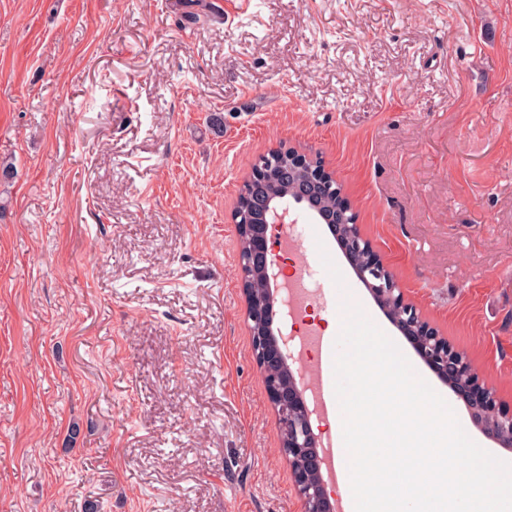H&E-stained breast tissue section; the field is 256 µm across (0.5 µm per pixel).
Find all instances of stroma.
<instances>
[{
	"instance_id": "35a3bbf8",
	"label": "stroma",
	"mask_w": 512,
	"mask_h": 512,
	"mask_svg": "<svg viewBox=\"0 0 512 512\" xmlns=\"http://www.w3.org/2000/svg\"><path fill=\"white\" fill-rule=\"evenodd\" d=\"M280 145L512 409V0H0V512H300L232 220ZM292 216L283 327L348 298L420 365ZM274 234H279L278 241L276 244L278 253L283 257L284 260H292L294 262L295 272L294 274H289L287 276L288 283L291 282L292 285L301 284L300 277V261H299V249L296 244L291 239V244L287 242L288 234L283 233L282 231L277 230Z\"/></svg>"
}]
</instances>
